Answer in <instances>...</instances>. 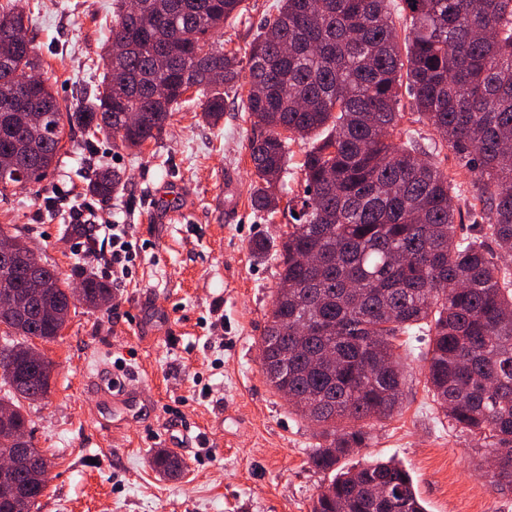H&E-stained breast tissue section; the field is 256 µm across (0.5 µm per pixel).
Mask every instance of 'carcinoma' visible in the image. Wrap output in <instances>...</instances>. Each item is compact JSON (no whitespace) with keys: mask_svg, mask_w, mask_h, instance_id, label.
<instances>
[{"mask_svg":"<svg viewBox=\"0 0 512 512\" xmlns=\"http://www.w3.org/2000/svg\"><path fill=\"white\" fill-rule=\"evenodd\" d=\"M138 13L116 0L108 42H123L101 86L77 109L62 107L43 79L27 105L35 124L13 120L22 79L38 69L28 36L0 63V159L35 144L38 163L21 178L0 177V194L33 188L58 162L67 132L106 130L139 149L158 138L195 87L203 117L224 116V97L242 88L253 118L250 157L254 207L273 214L274 188L288 160V138L307 139L304 197L276 251L281 268L260 347L269 386L294 394L302 419L317 426L308 464L334 473L311 512H427L412 477L392 459L343 470L365 448L372 422L400 410L406 380L401 336H423L427 388L448 425L507 452L493 479L512 491V0H278L245 56L212 38L243 14L245 0H141ZM406 22L399 40L394 14ZM27 29L24 15L0 4V31ZM222 73L213 81L210 74ZM440 138L421 147L400 128L399 90ZM449 148L472 185L468 205L482 214L463 233V183L431 156ZM106 200L121 172L99 169L88 184ZM35 268L42 299L23 314H0V385L13 407L0 428V453L13 430H27L22 401L45 397L53 362L34 340L62 336L71 306L101 309L110 285L85 276L80 289L30 249L0 279L20 291ZM153 469L181 478L184 462L158 451ZM45 483L22 467L0 486V512H28L25 497Z\"/></svg>","mask_w":512,"mask_h":512,"instance_id":"obj_1","label":"carcinoma"}]
</instances>
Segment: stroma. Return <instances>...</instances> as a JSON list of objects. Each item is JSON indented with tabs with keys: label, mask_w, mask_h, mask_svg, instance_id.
<instances>
[{
	"label": "stroma",
	"mask_w": 512,
	"mask_h": 512,
	"mask_svg": "<svg viewBox=\"0 0 512 512\" xmlns=\"http://www.w3.org/2000/svg\"><path fill=\"white\" fill-rule=\"evenodd\" d=\"M13 2L30 19L40 76L60 103L78 106L82 86L103 70L115 0ZM276 4L246 0L245 19L221 32L225 48L246 51ZM193 99L138 150L76 131L37 191L0 195V224L75 286L84 271L77 236L55 201L63 194L92 201V172L116 168L125 187L94 201L93 220L126 225L142 246L135 277L111 279V303L71 309L61 337L43 347L54 363L50 391L25 406L33 440L51 460L35 512H310L330 480L307 463L313 427L262 370L259 346L279 267L273 253L256 255L253 246L278 244L288 217L270 219L251 205L253 127L240 96L226 98L215 126L201 117V94ZM228 174L239 188L235 216L225 211ZM405 363L401 413L376 426L346 466L399 461L428 512H512V492L497 491L482 473V441L449 427L427 389L424 361L410 354ZM107 369L144 378L148 406L139 423L97 428L89 382ZM175 407L196 430L176 450L184 477L168 481L150 460L169 446Z\"/></svg>",
	"instance_id": "stroma-1"
}]
</instances>
